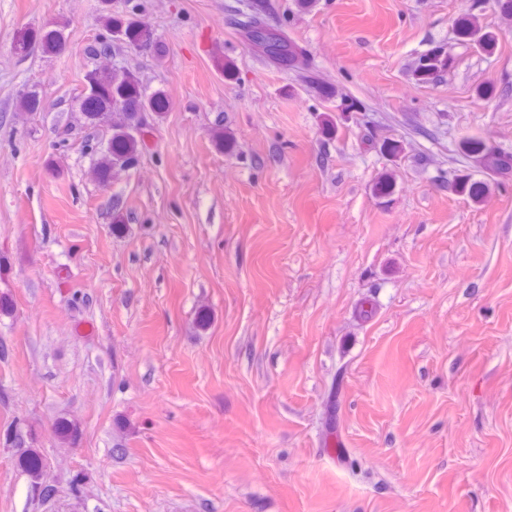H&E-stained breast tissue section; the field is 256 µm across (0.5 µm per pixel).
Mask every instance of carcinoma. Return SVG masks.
Segmentation results:
<instances>
[{
	"instance_id": "cac0c4a2",
	"label": "carcinoma",
	"mask_w": 512,
	"mask_h": 512,
	"mask_svg": "<svg viewBox=\"0 0 512 512\" xmlns=\"http://www.w3.org/2000/svg\"><path fill=\"white\" fill-rule=\"evenodd\" d=\"M100 3L106 35L96 38L87 47V54L94 67L84 76L78 109L85 125L96 134L95 143L88 146L90 154L94 155L91 167L93 176L100 184L108 186L114 178L134 169L139 162L146 129L144 113L161 115L166 108V97L161 90L147 93L139 76L127 68L99 65V56L112 51L114 42L133 48L150 47L161 51L160 44L149 28L112 14V0H100ZM262 12L261 0H252L244 36L259 47L267 63H275V68L281 72L307 67L303 49L286 35L269 28ZM458 30L461 37L480 52L490 55L497 48L499 32L474 18H461ZM64 43V28L50 25L21 36L16 43V50L23 53L37 45L43 53L55 54ZM450 65V55L437 49L421 59L416 69L417 79L421 83L430 82ZM463 150L475 167L487 176H502L512 172V156L481 139L466 140L463 142ZM453 185L460 195L474 203L480 201L487 189V183L473 181L467 175L454 176ZM22 463L42 500L50 499L54 489L44 482L40 456L30 450L24 453Z\"/></svg>"
}]
</instances>
